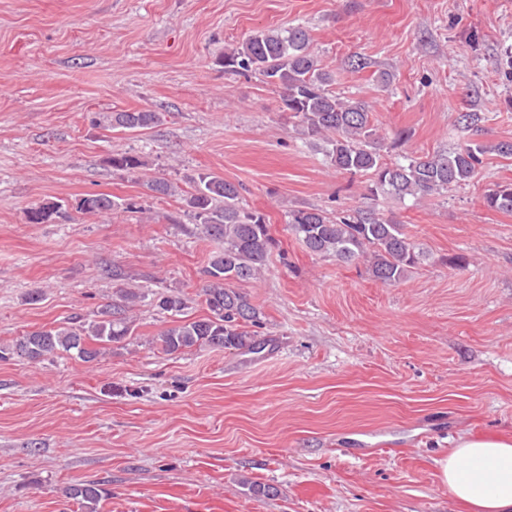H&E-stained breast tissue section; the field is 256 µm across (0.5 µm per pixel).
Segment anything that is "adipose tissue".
I'll use <instances>...</instances> for the list:
<instances>
[{
  "instance_id": "adipose-tissue-1",
  "label": "adipose tissue",
  "mask_w": 512,
  "mask_h": 512,
  "mask_svg": "<svg viewBox=\"0 0 512 512\" xmlns=\"http://www.w3.org/2000/svg\"><path fill=\"white\" fill-rule=\"evenodd\" d=\"M438 467L467 512H512V437L463 434Z\"/></svg>"
}]
</instances>
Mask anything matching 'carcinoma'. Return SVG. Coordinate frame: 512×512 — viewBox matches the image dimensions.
Returning a JSON list of instances; mask_svg holds the SVG:
<instances>
[{
  "label": "carcinoma",
  "mask_w": 512,
  "mask_h": 512,
  "mask_svg": "<svg viewBox=\"0 0 512 512\" xmlns=\"http://www.w3.org/2000/svg\"><path fill=\"white\" fill-rule=\"evenodd\" d=\"M221 63L226 72L254 73L281 88L284 111L307 135L320 137L328 164L338 171L372 174L374 196L404 199L438 193L476 177L485 154L512 156V141L501 140L489 145L467 142L448 152L408 156L405 162L391 166L384 163L372 112L367 105L330 90L335 75L319 63L310 49L308 32L300 26L258 30L224 49ZM158 120L159 113L151 110L115 112L112 127L136 131L150 128ZM109 163L123 171L143 166L138 156L129 153L115 154ZM189 182L192 191L183 195L186 210L199 222L203 235L222 248L211 253L203 270L208 317L180 320L164 330L158 336L161 349L175 354L207 346L257 354L264 347L258 339L264 322L243 288L260 279L273 253L283 260L285 251L271 234L266 216L241 205V185L213 172L199 173ZM483 204L491 210L512 212V183L493 185L484 194ZM118 207L107 194L87 195L76 204L77 211L92 214ZM60 210L59 204L34 207L28 211V220L43 224ZM287 231L310 253L340 263L368 262V273L382 283L404 279L425 258V251L411 241L404 225L374 211L356 216L341 212L333 219L319 209H299L291 213ZM144 298L146 294L140 290L121 289L117 299L101 309L98 319L27 333L11 344L0 345V360L41 362L65 352L92 361L101 348L131 335L129 312ZM153 304L173 316L187 309V299L179 294L155 293ZM66 494L80 501L85 512H97L105 489L100 483L85 481L70 486Z\"/></svg>",
  "instance_id": "obj_1"
}]
</instances>
